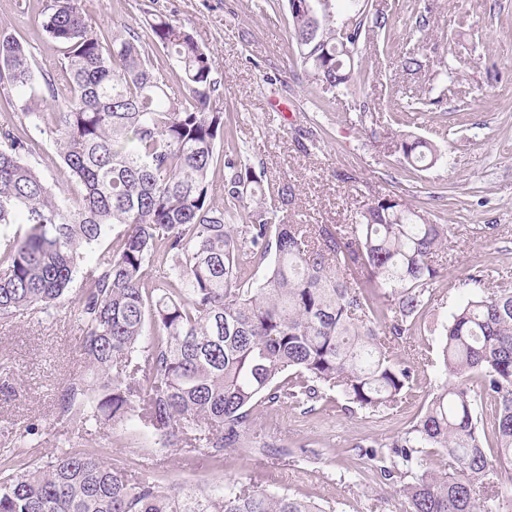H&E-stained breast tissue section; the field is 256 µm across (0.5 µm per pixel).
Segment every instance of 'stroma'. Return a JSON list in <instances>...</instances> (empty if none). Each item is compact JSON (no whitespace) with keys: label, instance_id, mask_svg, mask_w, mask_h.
I'll return each instance as SVG.
<instances>
[{"label":"stroma","instance_id":"stroma-1","mask_svg":"<svg viewBox=\"0 0 512 512\" xmlns=\"http://www.w3.org/2000/svg\"><path fill=\"white\" fill-rule=\"evenodd\" d=\"M264 0H86L93 26L104 33L143 27L162 11L191 22L209 48L222 80L224 109L244 158L263 164L269 182L294 190L288 220L347 224L373 197L400 195L448 227L446 263L434 285L436 299L401 353L437 359L441 333L455 300L475 271L512 288V0H428L430 24L414 27L419 0H372L387 14L384 34L361 47V97L337 96L316 111L321 91L302 77L287 13L263 10ZM41 0H0V32L15 36L37 69L56 70L59 45L41 26ZM422 66L402 67L406 53ZM432 104L418 110L422 95ZM319 121L325 135L309 148L300 133ZM423 137L441 157L408 173L393 142ZM81 331L62 309L51 319L20 311L0 319V430L35 423L46 433L24 450L23 462L56 454L65 431L57 396L69 379L86 374ZM352 417L328 403L310 414L262 404L254 418L259 441L283 446L282 455L226 450L215 461L208 449L155 448L135 426H116L99 440L101 455L119 468L179 487L247 482L269 492L309 495L332 512H401L396 486L367 470L357 455L362 439L383 444L402 433L417 412Z\"/></svg>","mask_w":512,"mask_h":512}]
</instances>
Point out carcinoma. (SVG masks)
<instances>
[{
  "label": "carcinoma",
  "mask_w": 512,
  "mask_h": 512,
  "mask_svg": "<svg viewBox=\"0 0 512 512\" xmlns=\"http://www.w3.org/2000/svg\"><path fill=\"white\" fill-rule=\"evenodd\" d=\"M84 0H45L41 27L63 46L58 70L35 78L24 46L0 34V90L13 109L0 125V319L51 316L87 252L112 237L86 272L73 314L95 378L59 393L69 437L131 422L171 451L203 443L257 445L261 403L306 415L336 399L374 416L397 410L427 363L398 354L435 301L448 225L401 196H377L350 224H290L288 184L230 136L212 52L186 23L159 12L146 30L97 33ZM304 20L315 56L308 81L327 96L361 93V72L336 53V29L359 54L383 13ZM165 59L158 60V51ZM49 138L83 189L75 206L37 168ZM406 170L433 167L430 141L394 143ZM155 275H147V270ZM473 291L443 327L439 373L412 424L385 444L359 443L370 467L402 488L403 512H506L512 480V289ZM492 411L486 420L484 409ZM29 426L0 440V512H325L306 499L237 483L175 489L129 475L91 445L14 472Z\"/></svg>",
  "instance_id": "obj_1"
}]
</instances>
